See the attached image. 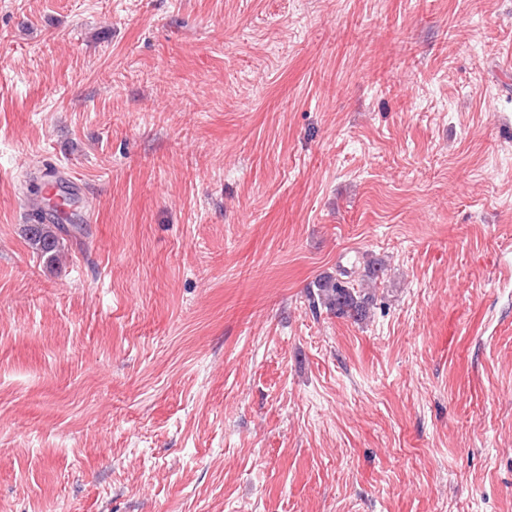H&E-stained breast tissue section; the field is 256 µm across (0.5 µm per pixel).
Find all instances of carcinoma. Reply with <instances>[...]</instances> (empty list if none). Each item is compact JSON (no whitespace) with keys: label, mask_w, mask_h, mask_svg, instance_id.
<instances>
[{"label":"carcinoma","mask_w":512,"mask_h":512,"mask_svg":"<svg viewBox=\"0 0 512 512\" xmlns=\"http://www.w3.org/2000/svg\"><path fill=\"white\" fill-rule=\"evenodd\" d=\"M60 227L57 224H29L26 235L33 249L48 261L56 260L60 250ZM364 274L361 280L348 279V275L339 272L336 276H324L316 284L317 302L336 313L338 317H347L355 321L366 318L374 294L367 285L377 281L384 271L382 263L367 258L363 261Z\"/></svg>","instance_id":"carcinoma-1"}]
</instances>
